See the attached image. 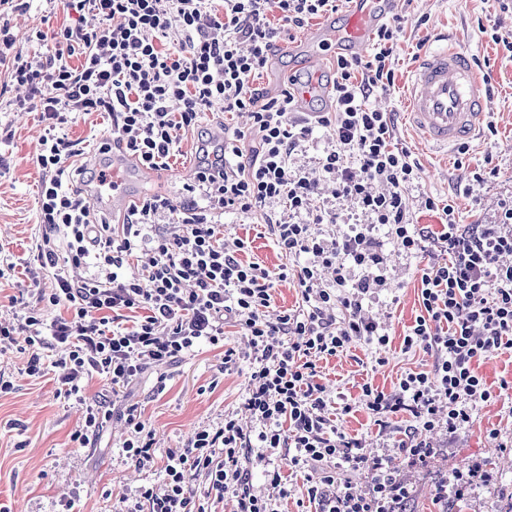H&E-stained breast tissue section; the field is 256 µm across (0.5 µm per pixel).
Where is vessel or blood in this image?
Returning <instances> with one entry per match:
<instances>
[{
	"label": "vessel or blood",
	"mask_w": 512,
	"mask_h": 512,
	"mask_svg": "<svg viewBox=\"0 0 512 512\" xmlns=\"http://www.w3.org/2000/svg\"><path fill=\"white\" fill-rule=\"evenodd\" d=\"M394 0H354L343 27L327 25L312 35V49L304 59L308 69H321L328 49L359 54L381 20L393 9ZM488 90L466 55L442 46L417 62L406 87L410 126L429 146L448 149L472 137L485 119ZM134 189L128 177L113 175L112 191H92L90 197L104 209H126Z\"/></svg>",
	"instance_id": "1"
}]
</instances>
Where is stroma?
<instances>
[{
	"label": "stroma",
	"instance_id": "1",
	"mask_svg": "<svg viewBox=\"0 0 512 512\" xmlns=\"http://www.w3.org/2000/svg\"><path fill=\"white\" fill-rule=\"evenodd\" d=\"M75 17L66 0L51 5L33 0L29 9L8 13L5 20L19 49L40 53L44 47L32 40L33 31L49 33ZM387 21L400 29L395 81L387 89L375 90L368 105L393 113L395 141L420 169V178L409 192L414 223L440 230L438 213L422 206L429 196L453 200L461 223H494L503 203L512 200V55L493 37L512 36V6L500 8L496 0H398ZM310 31L307 25L293 29L290 38L278 44L254 78L263 95L277 94L287 76L303 75ZM443 33L470 54L476 71L489 83L485 110L495 127L481 129L463 155L454 148L446 154L432 150L404 121V91L411 69L421 53L436 48V38ZM20 93L7 72L0 70V132L8 136L0 144V248L12 258L30 259L39 233L42 171L37 154L45 124L39 112L11 109V100ZM58 130L76 143L78 165L99 156L102 143L112 138L110 120L94 114L67 120ZM329 144L325 130L319 129L312 142L295 154L296 166L321 181L322 192L311 211L338 209L361 219L360 209L336 200L332 183L323 178L319 160ZM197 146V135H186L167 170L137 171V197L162 195L183 206V186L192 181L200 164ZM477 172L482 180H474ZM263 222L260 212L226 213L224 237L248 241L242 261L275 270L286 259L270 235L262 232ZM375 235L384 244L388 287L369 309L392 343L382 348L356 343L321 361L322 384L337 406L351 408L337 416L336 427L359 439L368 453L389 457L391 467L413 489L408 512H512V387H500L504 380L512 384V349L485 353L475 362L476 372L494 387L495 395L478 403L470 423L454 435L431 434L439 453L424 466H407L398 451L409 413L394 414L388 425L381 426L365 406L364 383L389 393L405 372L429 370L433 362L424 350L406 354L400 350L404 334L421 312V271L428 256L398 251L388 243L384 229H377ZM49 285L46 279L40 284ZM37 287L17 277L0 279V322L12 323L23 316L35 301ZM224 340L240 356L237 368L225 369L221 350L203 344L189 357L153 367L121 392V399L138 405L151 425L159 451L181 446L200 427L220 425L225 412L237 411L241 421H248L241 408L249 349L237 327L225 326ZM24 362V355L16 352L0 356V375L13 383L11 392L0 395V505L10 512H115L121 497L136 499L141 486L162 481L160 468L141 470L126 458L121 449L124 422L119 416H112L92 447H73L70 435L80 422L79 408L58 397L54 375L35 379L22 373ZM471 465L478 467V478L461 492H449L447 502H439L440 479Z\"/></svg>",
	"mask_w": 512,
	"mask_h": 512
}]
</instances>
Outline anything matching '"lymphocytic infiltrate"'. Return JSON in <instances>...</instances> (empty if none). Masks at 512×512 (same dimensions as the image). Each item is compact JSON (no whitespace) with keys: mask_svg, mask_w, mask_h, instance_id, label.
<instances>
[{"mask_svg":"<svg viewBox=\"0 0 512 512\" xmlns=\"http://www.w3.org/2000/svg\"><path fill=\"white\" fill-rule=\"evenodd\" d=\"M75 12H91L100 27L68 25L37 32L48 43L43 55L15 47L9 28L0 27V66L28 91L17 109L39 111L50 131L41 140L37 163L39 192L36 262L0 261V279L23 273L32 282L50 278L18 328L0 326V354L16 350L30 377L61 369L59 393L82 408L71 440L91 445L113 411L85 396V382L98 376L123 388L154 364L185 358L203 342L223 348L224 365L237 363L224 344L226 324L239 326L252 351L243 407L251 423L235 414L222 426L196 431L179 448L157 459L153 431L137 406L122 416L128 434L123 451L141 468L161 465V484L142 487L123 512H214L233 495L235 512H277L288 490L271 466L282 449L291 467L306 470V494L315 512H407L411 486L397 477L383 456H367L358 439L338 433L326 408L329 394L318 380L319 363L351 344L386 346L389 336L366 304L385 290L386 256L375 237L383 227L392 244L407 253L427 252L421 274L422 310L403 338V351H434L432 370L405 373L399 389L384 393L362 387L365 405L377 421L407 411L412 422L399 452L423 464L436 450L427 435L448 434L471 419L477 403L491 393L474 364L494 348H512V202L503 204L494 224H462L454 204L426 197L424 206L442 210L440 231L414 224L408 190L419 168L394 141L391 113L369 108L376 88L394 83L397 32L381 25L368 61L336 59L334 109L299 113L297 80L278 95L264 97L253 85L270 52L289 30L339 9L338 0H70ZM277 11L280 25L267 18ZM178 49H170L171 39ZM80 54L79 66L67 58ZM108 115L112 141L149 170L170 166L183 136L199 131L210 112H245L247 130L225 137L209 150L191 184L189 204L174 208L163 196L142 198L121 227L97 220L93 204L77 191L79 181L105 186V171L70 165L77 151L55 134L66 115ZM325 129L333 142L322 169L335 198L355 204L366 221L327 238L320 224L337 223L338 213L305 220L319 189L317 180L296 167L294 154ZM265 214V226L280 252L295 267L270 271L238 254L246 240L224 243L225 212ZM141 274L126 277L129 257ZM86 267L76 280L71 269ZM333 280H325L324 270ZM295 280L302 306L270 317L276 282ZM136 313L132 325L122 312ZM24 340H17L16 332ZM448 415L440 417L439 400ZM255 450L253 462L243 459ZM267 468L272 492L252 494L253 466ZM372 475L368 492L353 490L347 472ZM202 476L193 491L186 473Z\"/></svg>","mask_w":512,"mask_h":512,"instance_id":"f902f5d3","label":"lymphocytic infiltrate"}]
</instances>
